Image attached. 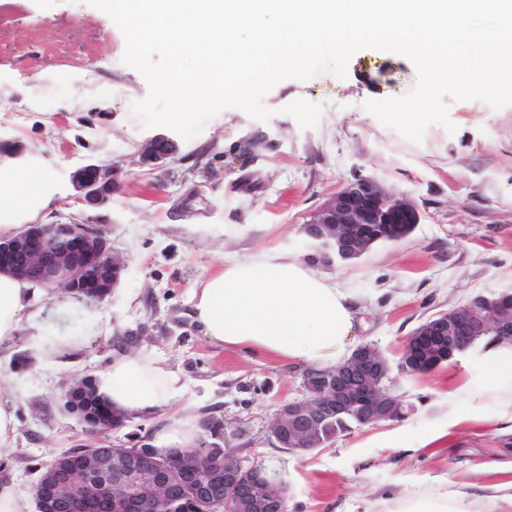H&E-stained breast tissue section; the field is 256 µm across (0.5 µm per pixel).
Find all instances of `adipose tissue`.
Segmentation results:
<instances>
[{"label":"adipose tissue","mask_w":512,"mask_h":512,"mask_svg":"<svg viewBox=\"0 0 512 512\" xmlns=\"http://www.w3.org/2000/svg\"><path fill=\"white\" fill-rule=\"evenodd\" d=\"M51 195L42 164L23 169L13 160L0 161V237L14 235L20 216L45 207ZM39 293L30 280L0 274V351L22 324L37 328L60 316V309L39 302ZM192 309L210 345L259 352L286 364L331 369L346 361L357 342L350 293L301 260L279 254L225 258L197 282ZM458 359L466 378L454 395L478 408L492 402L512 407V342H478L459 351ZM94 382L98 394L127 415L173 407L184 395L177 370L141 353L118 356ZM390 503L389 512H472L465 491L444 487L427 494L401 491Z\"/></svg>","instance_id":"obj_1"}]
</instances>
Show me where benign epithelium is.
Returning <instances> with one entry per match:
<instances>
[{"label":"benign epithelium","mask_w":512,"mask_h":512,"mask_svg":"<svg viewBox=\"0 0 512 512\" xmlns=\"http://www.w3.org/2000/svg\"><path fill=\"white\" fill-rule=\"evenodd\" d=\"M178 151L169 136L158 134L141 149L143 160L164 164ZM78 203L96 209L119 188L118 173L111 167L90 163L74 174ZM412 201L389 190L371 177H357L333 194L307 221V228L324 238L323 225L333 226L324 245L326 264L345 263L359 257L370 245L371 225L385 227L391 238L401 237V228L419 223ZM125 260L112 251L110 232L89 222L30 224L9 238L0 237V273L34 279L48 294L58 291L87 302L110 296L120 282ZM491 333L512 341V293L489 299L478 297L461 308L441 312L408 338L418 361L425 359L429 345L442 338L448 348L460 351ZM392 366L374 346L358 347L347 361L328 371V384L315 392L306 388L301 400L281 404L270 432L277 442L288 437L295 451L312 450L323 420L331 413L351 414L363 426L395 421L404 415L402 401L382 385ZM96 395L92 379H74L64 386V409L75 413L72 393ZM194 456L192 466L176 472L175 457ZM37 507L53 499L62 512H81V505L97 501L109 512H161L175 498L189 497L197 512H287V491L257 466L247 467L238 457L219 466L201 464L197 451L177 449L157 452L151 462L120 445L68 450L56 456L41 473L34 489Z\"/></svg>","instance_id":"obj_1"}]
</instances>
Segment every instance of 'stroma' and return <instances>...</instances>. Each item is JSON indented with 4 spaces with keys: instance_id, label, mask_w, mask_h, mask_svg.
Wrapping results in <instances>:
<instances>
[{
    "instance_id": "stroma-1",
    "label": "stroma",
    "mask_w": 512,
    "mask_h": 512,
    "mask_svg": "<svg viewBox=\"0 0 512 512\" xmlns=\"http://www.w3.org/2000/svg\"><path fill=\"white\" fill-rule=\"evenodd\" d=\"M125 48L119 28L88 0H0V139L24 159L44 160L55 190L33 221L91 220L110 229L126 260L119 288L95 305L98 334L85 348L67 358L45 353L54 338L87 330V302L63 293L51 301L63 317L45 322L37 341L21 330L0 359V404L17 425L12 446L0 449V479L30 504L44 466L61 452L130 448L174 425L171 408L92 435L60 412L65 381L95 376L125 351L178 369L182 405L199 421L222 418L225 444L245 465L277 471L288 512H383L386 496L404 488L466 482L478 499L487 485L512 482V408L478 411L450 395L455 361L426 374L391 372L386 388L412 407L402 421L354 429L309 453L279 448L270 424L281 401L306 397L307 366L209 345L191 302L196 281L226 255L273 249L308 259L302 228L311 214L354 177L373 176L413 201L419 224L355 264L315 269L353 295L359 343L376 345L396 366L406 339L432 315L512 292V106L449 100L456 133L434 124L411 142L364 104L409 91L414 64L363 49L346 78L322 72L278 83L262 99L269 120L221 111L156 168L140 157L154 131L131 111L148 84L123 64ZM297 99L321 104L316 128L281 114ZM89 161L120 169L123 185L88 213L72 176ZM131 331L138 339L117 349Z\"/></svg>"
}]
</instances>
